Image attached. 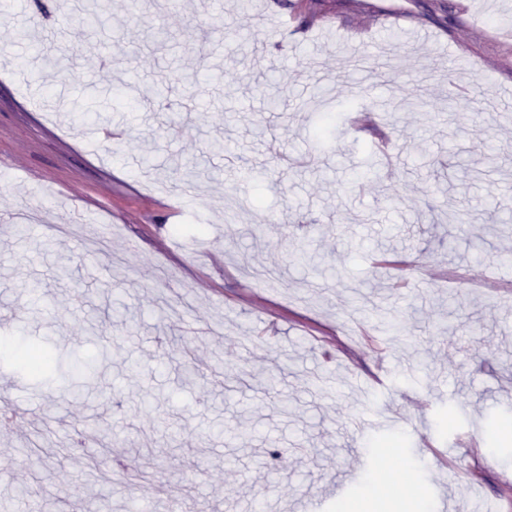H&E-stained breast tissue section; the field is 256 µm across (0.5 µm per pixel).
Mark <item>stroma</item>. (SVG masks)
Here are the masks:
<instances>
[{"label": "stroma", "mask_w": 512, "mask_h": 512, "mask_svg": "<svg viewBox=\"0 0 512 512\" xmlns=\"http://www.w3.org/2000/svg\"><path fill=\"white\" fill-rule=\"evenodd\" d=\"M140 2L108 0L103 34L67 0H20L0 23V41L22 26L59 59L41 87L0 55V336L22 323L96 366L70 402L0 359L17 413L0 512H124L135 490L158 512L175 496L184 512H286L313 491L327 507L361 499L372 441L418 467L407 482L430 506L512 512V441L473 449L512 425V0ZM151 18L166 47L146 42ZM195 69L218 78L187 91ZM88 80L93 112L122 81L167 98L95 140L66 107L37 110ZM314 85L336 115L320 143ZM192 156L187 197L174 167ZM464 207L469 223H449Z\"/></svg>", "instance_id": "1"}]
</instances>
